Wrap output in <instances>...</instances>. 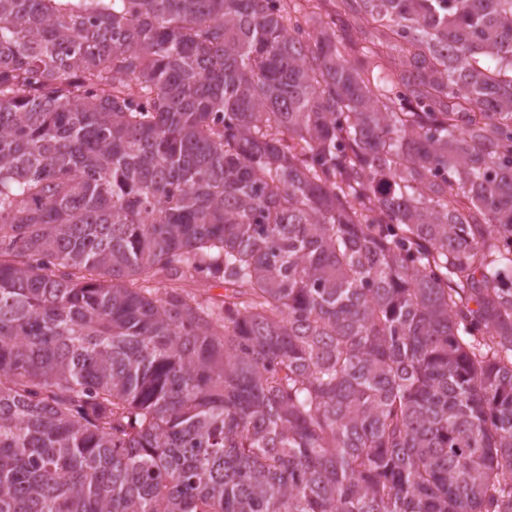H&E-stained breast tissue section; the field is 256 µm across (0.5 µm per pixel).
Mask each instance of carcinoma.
Masks as SVG:
<instances>
[{"mask_svg": "<svg viewBox=\"0 0 512 512\" xmlns=\"http://www.w3.org/2000/svg\"><path fill=\"white\" fill-rule=\"evenodd\" d=\"M313 8L0 0V512H512V0Z\"/></svg>", "mask_w": 512, "mask_h": 512, "instance_id": "obj_1", "label": "carcinoma"}]
</instances>
